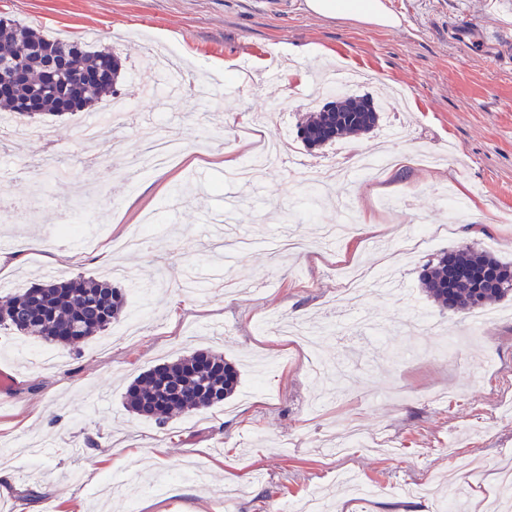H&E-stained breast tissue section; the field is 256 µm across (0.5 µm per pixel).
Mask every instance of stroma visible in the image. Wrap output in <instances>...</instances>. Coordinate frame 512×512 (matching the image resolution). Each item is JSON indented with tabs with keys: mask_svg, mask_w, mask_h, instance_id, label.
<instances>
[{
	"mask_svg": "<svg viewBox=\"0 0 512 512\" xmlns=\"http://www.w3.org/2000/svg\"><path fill=\"white\" fill-rule=\"evenodd\" d=\"M305 0H0V17L43 34L108 48L122 63V123L108 100L41 116L50 139L0 142V199L41 200L0 223V297L52 273L69 279L125 270L129 310L143 322L124 336L128 314L98 336L61 349L46 367L34 336L0 328V368L14 377L0 404V448L13 483L0 512H278L317 497L326 512H437L404 487L439 480L443 500L468 487V512L502 497L499 467L512 458V296L472 335V317L440 309L420 287L423 266L468 245L512 262V0H385L394 29L325 20ZM170 53L184 79L168 122L185 154L133 172L148 126L158 125L157 89L169 76L147 69L144 48ZM267 62L239 91L228 61ZM343 64L363 75L359 96L393 99L373 132L342 144L296 146L295 170H259L248 186L227 183L224 160L256 154L273 128L296 137L307 108L301 91L320 69ZM298 71L288 80L289 71ZM206 79L212 97L189 83ZM101 122L117 143L108 166L90 165L80 132ZM397 124L405 134L385 139ZM67 173L34 169L45 150ZM399 153L376 181L350 178L298 207L300 170L345 164L352 153ZM362 220L333 250L320 244L341 221L339 200ZM154 214L148 246L116 253ZM438 237L390 261L393 288L368 289L366 326L348 332L338 314L337 266H376L370 240L396 248L413 228ZM303 251L272 254L289 232ZM446 324L436 336L419 318ZM240 369L224 405L181 413L167 426L128 412L124 393L141 372L197 349ZM96 437L99 452L88 450ZM138 462L143 484L100 496L102 478Z\"/></svg>",
	"mask_w": 512,
	"mask_h": 512,
	"instance_id": "stroma-1",
	"label": "stroma"
}]
</instances>
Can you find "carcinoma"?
Segmentation results:
<instances>
[{
    "instance_id": "cac0c4a2",
    "label": "carcinoma",
    "mask_w": 512,
    "mask_h": 512,
    "mask_svg": "<svg viewBox=\"0 0 512 512\" xmlns=\"http://www.w3.org/2000/svg\"><path fill=\"white\" fill-rule=\"evenodd\" d=\"M0 77L15 69L28 73L30 83L11 98L0 99V112L20 123H30L34 113L23 111L24 102L37 97L44 114H61L64 91L42 93L44 66L52 59L72 57L64 71L69 89L83 111L102 96H110L120 74L119 61L106 50L90 51L84 44L49 38L33 26L0 19ZM112 64V82L85 85L81 72L95 69L103 56ZM380 108L372 99L336 94L327 106L309 113L299 126L304 145L313 149L346 137L368 134L378 127ZM421 288L434 304L454 312L472 313L496 303L512 292V262L503 263L485 251L462 249L442 253L422 269ZM125 307L122 289L107 280L78 276L46 279L0 299V327L35 336L50 345L75 346L107 330ZM239 369L224 355L198 350L170 363L158 365L138 377L125 393L126 408L163 427L170 415L209 410L224 405L236 392Z\"/></svg>"
}]
</instances>
